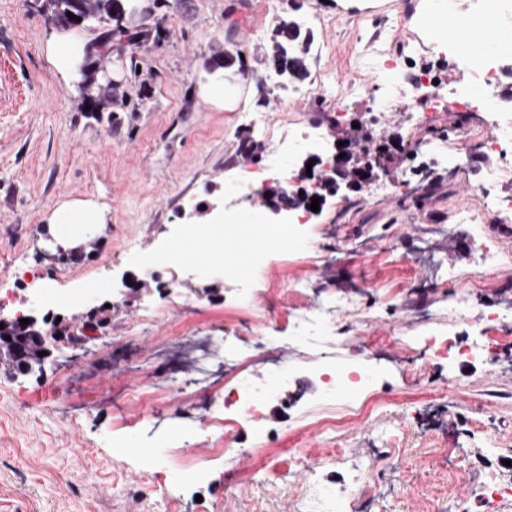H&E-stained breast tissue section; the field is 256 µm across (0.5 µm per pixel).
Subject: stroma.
<instances>
[{
	"instance_id": "obj_1",
	"label": "stroma",
	"mask_w": 512,
	"mask_h": 512,
	"mask_svg": "<svg viewBox=\"0 0 512 512\" xmlns=\"http://www.w3.org/2000/svg\"><path fill=\"white\" fill-rule=\"evenodd\" d=\"M42 2L0 0V309L30 313L38 290L54 289L52 314L69 333L44 325L39 371L0 364V512H512V340L491 328L512 302V233L451 221L468 191L422 145L455 113L416 126L396 100L375 127L347 100L304 106L262 63L288 15L283 0H137L128 27L145 50L112 51L86 92L45 58L60 27ZM367 2L305 0L304 11L329 21L315 31L311 72L382 80L373 51L418 34L419 0H403L400 14L389 0ZM221 46L255 78L230 112L203 93L220 78ZM246 112L266 126H243ZM306 125L329 128L333 147L362 132L399 145L385 171L330 194L321 176L333 160L279 154L282 136ZM272 159L290 192L324 197L319 212L248 274L191 259L185 214L227 200L228 186L268 172ZM388 180L398 194H384ZM76 198L104 205L107 219L81 225L88 246L62 263L47 218ZM477 236L501 264L483 268ZM22 263L38 278L17 279ZM449 267L484 273L462 313L441 285ZM127 277L141 289L125 287ZM290 311L325 314L321 340L303 338ZM436 330L462 348L487 338L490 354L449 360ZM373 349L382 362L371 390L341 391L338 407L354 413L324 431L313 364ZM241 383L272 394L263 439L238 425L229 457L212 418ZM135 385L151 399L128 397ZM145 448L160 449L154 463ZM377 457L375 479L348 465Z\"/></svg>"
}]
</instances>
